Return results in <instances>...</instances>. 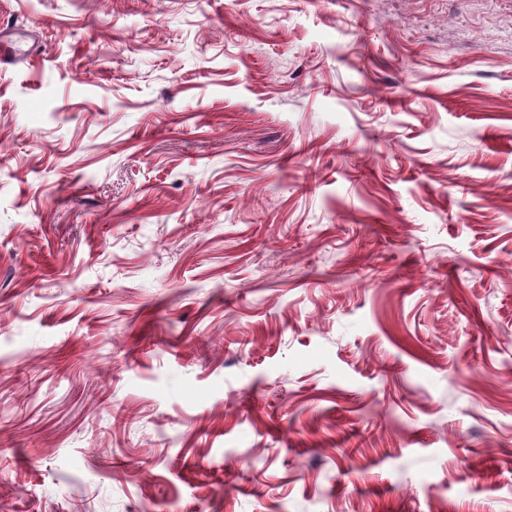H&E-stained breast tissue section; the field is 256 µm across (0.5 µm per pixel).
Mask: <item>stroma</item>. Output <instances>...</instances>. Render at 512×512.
Here are the masks:
<instances>
[{
  "instance_id": "stroma-1",
  "label": "stroma",
  "mask_w": 512,
  "mask_h": 512,
  "mask_svg": "<svg viewBox=\"0 0 512 512\" xmlns=\"http://www.w3.org/2000/svg\"><path fill=\"white\" fill-rule=\"evenodd\" d=\"M0 35V512H512V0Z\"/></svg>"
}]
</instances>
